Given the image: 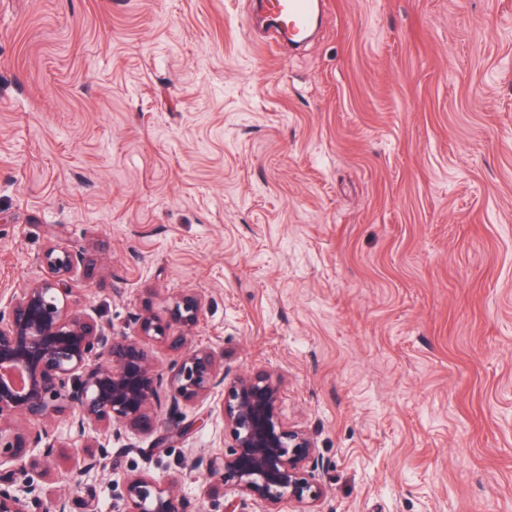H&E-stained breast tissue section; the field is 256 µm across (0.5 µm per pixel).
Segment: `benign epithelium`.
Listing matches in <instances>:
<instances>
[{"label":"benign epithelium","instance_id":"benign-epithelium-1","mask_svg":"<svg viewBox=\"0 0 512 512\" xmlns=\"http://www.w3.org/2000/svg\"><path fill=\"white\" fill-rule=\"evenodd\" d=\"M94 261L86 249L51 246L41 258L47 276L0 307V512H73L66 490L45 492L59 437L43 423L62 415L78 436L94 432L89 443L72 449L75 466L56 477L78 483L93 471L121 466L112 435L154 430L164 389L172 412L182 401L225 391L228 451L185 458L205 480L231 484L241 497L265 502L269 512L284 499L320 503L319 457L309 433L280 417V380L263 370L226 380L224 353L192 343L204 308L196 293L173 297L163 316L143 308L131 334L73 309L70 275ZM152 343L171 352L167 370L154 362ZM184 434L180 427L166 431L153 448H172ZM114 512H184L179 477L126 475Z\"/></svg>","mask_w":512,"mask_h":512}]
</instances>
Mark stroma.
Masks as SVG:
<instances>
[{"label":"stroma","mask_w":512,"mask_h":512,"mask_svg":"<svg viewBox=\"0 0 512 512\" xmlns=\"http://www.w3.org/2000/svg\"><path fill=\"white\" fill-rule=\"evenodd\" d=\"M323 2L294 50L253 0H0V306L51 245L95 251L70 301L118 329L198 292L225 376H279L318 512H512V0ZM223 398L74 496L135 469L223 512L178 467Z\"/></svg>","instance_id":"obj_1"}]
</instances>
